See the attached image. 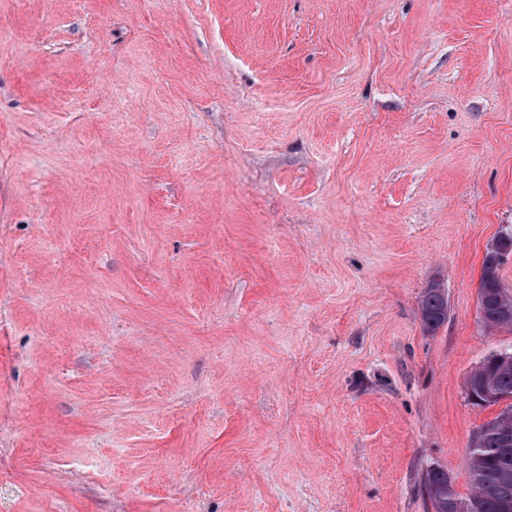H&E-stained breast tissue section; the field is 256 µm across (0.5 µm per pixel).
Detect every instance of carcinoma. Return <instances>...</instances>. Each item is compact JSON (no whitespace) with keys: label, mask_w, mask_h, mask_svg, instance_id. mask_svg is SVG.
<instances>
[{"label":"carcinoma","mask_w":512,"mask_h":512,"mask_svg":"<svg viewBox=\"0 0 512 512\" xmlns=\"http://www.w3.org/2000/svg\"><path fill=\"white\" fill-rule=\"evenodd\" d=\"M501 265L483 259L479 286V312L482 322L491 328L512 326V318L502 317V308L512 304V294L502 285ZM420 317L424 329L435 333L448 320V301L435 289L424 291L420 302ZM487 384L501 395H512V368L504 369L496 361L474 369L466 386L479 392ZM483 441L468 452L471 492L461 498L455 491L448 473L441 468L426 471L421 487L431 506L443 504V512H504L506 497H512V447L504 448V438L512 437V419L502 411L480 427Z\"/></svg>","instance_id":"carcinoma-1"}]
</instances>
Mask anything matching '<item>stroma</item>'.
<instances>
[{"instance_id": "1", "label": "stroma", "mask_w": 512, "mask_h": 512, "mask_svg": "<svg viewBox=\"0 0 512 512\" xmlns=\"http://www.w3.org/2000/svg\"><path fill=\"white\" fill-rule=\"evenodd\" d=\"M510 229L512 0H0V512L469 495ZM502 264L489 263L485 257L482 263V274L479 286V312L482 313V322L491 328L512 326V317H502V308L512 305V294L502 285L500 268ZM444 293L438 283L426 288L420 302V317L426 332L434 334L448 320V301L437 291Z\"/></svg>"}]
</instances>
